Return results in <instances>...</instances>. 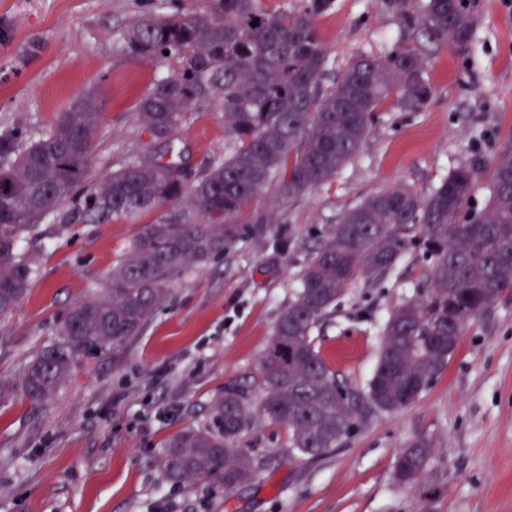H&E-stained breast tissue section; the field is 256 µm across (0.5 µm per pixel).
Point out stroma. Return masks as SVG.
<instances>
[{
	"mask_svg": "<svg viewBox=\"0 0 512 512\" xmlns=\"http://www.w3.org/2000/svg\"><path fill=\"white\" fill-rule=\"evenodd\" d=\"M478 17L464 51L431 54L426 104L384 106L357 156L295 199L276 187L237 217L245 242L175 279L142 333L102 354L75 357L71 377L41 406L0 409V512H512V294L464 330L447 367L407 408L374 417L322 457L297 455L287 426L253 422L240 445L262 465L257 480L172 484L167 440L215 428V401L235 389L262 397L259 362L308 254L342 212L397 185L428 194L449 169L489 165L512 138V0H471ZM167 0H0V133L34 139L84 89L104 104L91 182L146 156L136 106L166 67L120 50V32ZM332 83L358 56L381 57L400 36L388 0H335L316 19ZM231 148L224 116L191 113L171 148L196 179ZM161 207L106 224L48 215L22 236L29 290L0 318V375L19 378L80 303L103 295L113 268ZM268 217L255 235L257 217ZM431 266L405 255L385 282L357 281L317 331L322 356L347 386L366 390L389 311ZM425 439L432 462L418 483L394 482L404 448Z\"/></svg>",
	"mask_w": 512,
	"mask_h": 512,
	"instance_id": "1",
	"label": "stroma"
}]
</instances>
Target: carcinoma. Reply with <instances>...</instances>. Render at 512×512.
Here are the masks:
<instances>
[{
    "mask_svg": "<svg viewBox=\"0 0 512 512\" xmlns=\"http://www.w3.org/2000/svg\"><path fill=\"white\" fill-rule=\"evenodd\" d=\"M333 3L299 0L269 12L259 0H208L204 12L182 5L149 11L120 33L129 54L170 69L137 107L150 143L170 146L200 106L224 112L233 145L187 192L178 167L159 159L87 183L103 115L91 91L24 145L18 134L0 135V316L16 307L32 277L31 265L16 257L18 241L62 206L98 223L179 205L186 194L192 209L141 230L129 259L112 271L105 297L74 308L60 339L28 363L21 380L0 376V407L20 395L34 404L51 400L74 355L94 356L139 335L174 277L244 241L236 217L269 184L288 198L322 185L358 154L374 112L389 102L421 108L431 87L418 40L462 50L476 23L463 0L418 7L389 0L409 41L385 57L352 59L336 83L323 87L330 56L315 19ZM481 172L462 164L427 195L400 185L346 210L308 255L299 287L277 317L260 360L259 404L226 391L214 403L219 430L188 428L168 441L161 460L167 478L217 479L229 490L256 479L259 465L238 441L257 417L288 425L295 452L318 458L375 415L412 404L454 356L466 325L512 291V143L493 157L489 198L473 213L468 205ZM415 251L433 260L423 288L390 311L367 390L343 385L316 348L314 329L336 312L351 284L388 279ZM431 456L422 439L403 449L395 482L417 483Z\"/></svg>",
    "mask_w": 512,
    "mask_h": 512,
    "instance_id": "carcinoma-1",
    "label": "carcinoma"
}]
</instances>
